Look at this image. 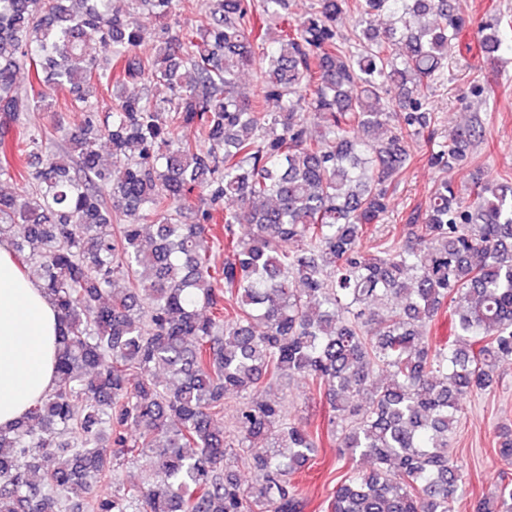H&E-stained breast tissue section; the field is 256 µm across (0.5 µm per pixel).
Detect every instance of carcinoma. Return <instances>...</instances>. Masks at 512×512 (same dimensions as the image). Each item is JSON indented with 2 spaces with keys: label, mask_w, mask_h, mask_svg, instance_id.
I'll list each match as a JSON object with an SVG mask.
<instances>
[{
  "label": "carcinoma",
  "mask_w": 512,
  "mask_h": 512,
  "mask_svg": "<svg viewBox=\"0 0 512 512\" xmlns=\"http://www.w3.org/2000/svg\"><path fill=\"white\" fill-rule=\"evenodd\" d=\"M175 2L0 0V184L34 187L0 192V239L60 326L54 388L0 430V512H303L292 476L317 436L264 395L295 376L324 393L338 447L373 463L336 482L329 512H457L459 398L512 360V173L459 186L485 131L475 120L437 142L428 108L469 21L448 0H312L298 20L285 0H212L186 29ZM120 3L153 27L129 26ZM256 12L281 23L259 53ZM479 34L498 60L497 27ZM23 68L42 90L17 85ZM116 74L171 95L114 96L101 123ZM63 86L83 124L40 158L47 133L25 114L54 111L44 88ZM414 140L439 176L389 238ZM444 310L453 340L432 345ZM229 392L242 404L220 428ZM258 440L245 489L229 457ZM124 458L152 476L133 494ZM105 481L112 496L93 495ZM476 512H512V482Z\"/></svg>",
  "instance_id": "cac0c4a2"
}]
</instances>
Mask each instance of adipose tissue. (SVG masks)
Masks as SVG:
<instances>
[{
  "label": "adipose tissue",
  "instance_id": "obj_1",
  "mask_svg": "<svg viewBox=\"0 0 512 512\" xmlns=\"http://www.w3.org/2000/svg\"><path fill=\"white\" fill-rule=\"evenodd\" d=\"M57 311L0 240V429L15 422L55 384Z\"/></svg>",
  "mask_w": 512,
  "mask_h": 512
}]
</instances>
